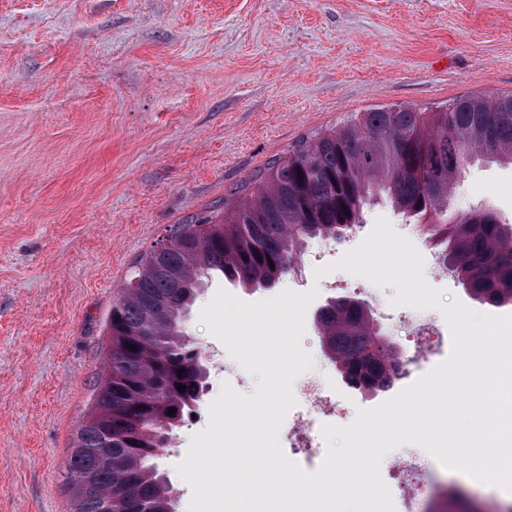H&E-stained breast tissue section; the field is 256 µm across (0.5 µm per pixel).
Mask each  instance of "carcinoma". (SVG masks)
I'll return each mask as SVG.
<instances>
[{
  "mask_svg": "<svg viewBox=\"0 0 512 512\" xmlns=\"http://www.w3.org/2000/svg\"><path fill=\"white\" fill-rule=\"evenodd\" d=\"M469 161L512 166V92L361 112L270 161L255 192L222 217L176 226L143 256L106 318L104 366L68 461L71 512H103L109 498L112 512H177L158 451L194 410L207 375L182 330L186 312L214 275L275 287L310 242L341 238L378 198L430 228L472 299L512 305V222L492 210L469 221L449 212L448 188ZM318 329L353 389L391 382L397 358L373 352L374 326L352 301L325 308Z\"/></svg>",
  "mask_w": 512,
  "mask_h": 512,
  "instance_id": "carcinoma-1",
  "label": "carcinoma"
}]
</instances>
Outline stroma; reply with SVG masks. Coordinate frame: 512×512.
Segmentation results:
<instances>
[{"label": "stroma", "mask_w": 512, "mask_h": 512, "mask_svg": "<svg viewBox=\"0 0 512 512\" xmlns=\"http://www.w3.org/2000/svg\"><path fill=\"white\" fill-rule=\"evenodd\" d=\"M512 91V0H0V512H70L67 463L105 360V320L143 254L177 224L252 194L270 160L357 113L444 107ZM488 205L512 220V167L480 162L454 184L453 212ZM386 217L421 253L428 228L371 204L331 247L312 245L278 290L379 288L318 264ZM214 356L195 416L157 463L188 512L176 471L223 382L244 371L199 324Z\"/></svg>", "instance_id": "obj_1"}]
</instances>
